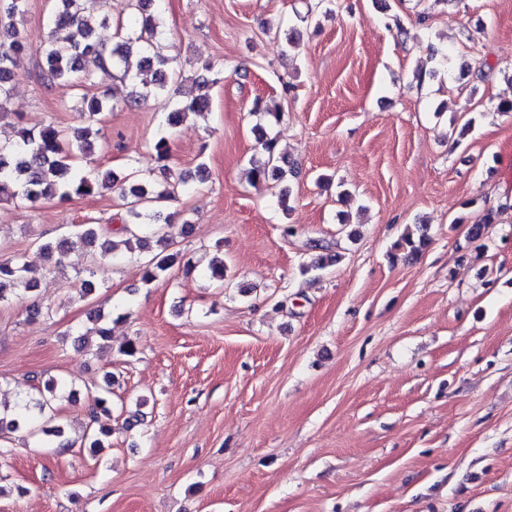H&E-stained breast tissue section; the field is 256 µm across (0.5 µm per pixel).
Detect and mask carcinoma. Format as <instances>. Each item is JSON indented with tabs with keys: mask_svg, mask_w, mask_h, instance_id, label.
Segmentation results:
<instances>
[{
	"mask_svg": "<svg viewBox=\"0 0 512 512\" xmlns=\"http://www.w3.org/2000/svg\"><path fill=\"white\" fill-rule=\"evenodd\" d=\"M330 2L312 0L300 21L308 24L320 14L329 15ZM93 6L94 0H57L49 21L51 34L42 49L45 83L65 78L80 87L92 84V73L83 69L84 59L91 58L98 69H116L131 80L137 79L148 69L154 71L155 79L152 82L134 88L133 96L138 100L169 93L174 76L168 60L149 55L153 41L164 34L161 25L162 0H135V14L129 21L131 32L121 37L110 50L94 37L90 24ZM19 14V0H10L5 9H0V32L5 35V40L0 43V112L3 114L8 112L17 85L14 72L16 59L27 48L18 28ZM81 102V112L92 118L107 109L109 100L104 95H85ZM209 105V97L201 94L186 103H177L169 113L168 129L153 141V150L164 174L161 181L140 177L135 171L120 178L110 170L102 173L77 166L74 164L76 156L94 152L89 129L71 137L51 124L38 129L29 128L24 124V117L18 114L16 139L0 141V200L5 198L35 204L54 197L68 200L74 196H92L103 188L117 190L128 215L121 240L102 239L99 224H76L67 233L41 242L38 249L45 256L52 257L84 247L102 260L140 261L143 281L150 283L179 260L177 252L158 253L150 258L143 256V253L149 251L153 241L158 245L170 246L176 215L168 212V205L187 190L190 181L185 174L176 176L171 173L167 165L171 157L170 129L189 113L207 111ZM254 134L264 159L250 161L249 180L253 184L281 183L286 173L293 172L292 164L285 154L277 150L276 142L267 137L263 127H255ZM427 245L425 235L416 238L408 232L401 238L398 247L416 253ZM30 273L32 268L23 254L0 262V303L14 295H33L38 284ZM89 335L99 337L102 344L98 345V349L101 350L111 338V329L105 324L91 328L78 335V344L85 345ZM114 384L115 375L105 373L92 396L90 422L81 439L83 446L93 455L101 452L112 436V429L101 423V416L112 411ZM37 391L38 396L22 399L11 411L0 413V435L25 427L31 429L34 435L40 432L55 438L62 436V426L52 424L53 404L62 393L66 392L72 397L77 390L71 383L51 378L37 387Z\"/></svg>",
	"mask_w": 512,
	"mask_h": 512,
	"instance_id": "cac0c4a2",
	"label": "carcinoma"
}]
</instances>
